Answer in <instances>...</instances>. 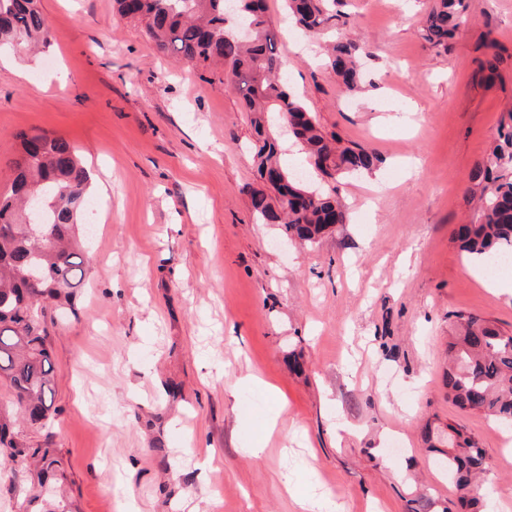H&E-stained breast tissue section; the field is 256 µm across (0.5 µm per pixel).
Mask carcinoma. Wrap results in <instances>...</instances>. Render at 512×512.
<instances>
[{
    "label": "carcinoma",
    "mask_w": 512,
    "mask_h": 512,
    "mask_svg": "<svg viewBox=\"0 0 512 512\" xmlns=\"http://www.w3.org/2000/svg\"><path fill=\"white\" fill-rule=\"evenodd\" d=\"M288 15L303 30L319 34L336 19L337 0H284ZM119 15L144 23L158 51L195 67L221 65L251 114L257 135L255 161L259 176L283 169V145L270 122L288 116L297 127L293 142L317 162V173L331 180L370 171L376 157L359 144L341 145L323 131L290 90L279 57L278 33L266 15L264 0H239L234 20L225 15L224 0H114ZM461 0H434L422 36L434 46L452 37L462 23ZM51 41V27L37 0H0V48L31 52ZM354 42L333 45L329 64L342 85L360 82ZM501 122L487 158L471 176L470 194L478 196L476 220L457 234L462 251L488 266L496 253L512 254V110ZM21 149L6 163L10 189L0 194V380L8 382L13 413L0 414V467L35 465L41 485L63 478L61 461L50 449L18 440L13 424L32 428L52 416L57 372L48 348L45 311L71 306L85 286L91 259L84 250L83 228L90 181L83 158L67 139L44 131L20 135ZM310 194L303 203L282 199L277 186L257 190L251 205L266 224H282L288 236L315 243L331 224L346 223L336 198L293 183L288 194ZM42 202L41 230L27 227L24 198ZM461 335L448 343V396L462 409L475 410L512 424V334L473 315L456 314ZM448 453L442 466L458 491L466 512H481L485 462L474 437L450 423Z\"/></svg>",
    "instance_id": "carcinoma-1"
}]
</instances>
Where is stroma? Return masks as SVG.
Returning a JSON list of instances; mask_svg holds the SVG:
<instances>
[{
	"label": "stroma",
	"mask_w": 512,
	"mask_h": 512,
	"mask_svg": "<svg viewBox=\"0 0 512 512\" xmlns=\"http://www.w3.org/2000/svg\"><path fill=\"white\" fill-rule=\"evenodd\" d=\"M462 2L443 49L421 35L433 0H341L332 32L365 48L349 94L266 0L291 90L379 159L338 183L346 223L303 245L252 211L253 128L223 74L159 53L112 0H40L51 44L0 56V192L32 130L111 183L89 285L48 328L53 418L16 427L62 462L58 512H301L304 490L337 512H457L430 442L452 423L483 450L489 512H512L504 426L448 397L456 313L512 333V287H484L455 241L512 108V0ZM37 492L0 468V512Z\"/></svg>",
	"instance_id": "1"
}]
</instances>
